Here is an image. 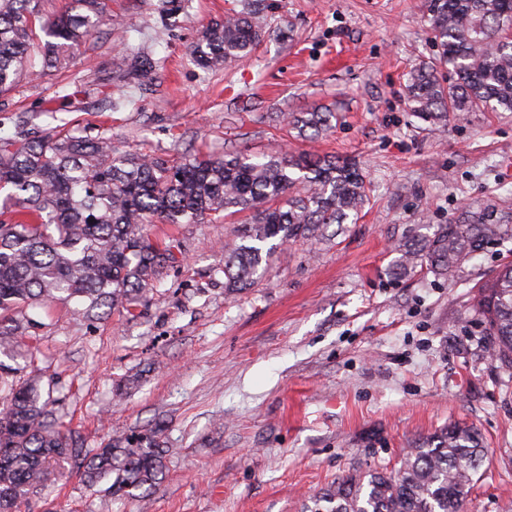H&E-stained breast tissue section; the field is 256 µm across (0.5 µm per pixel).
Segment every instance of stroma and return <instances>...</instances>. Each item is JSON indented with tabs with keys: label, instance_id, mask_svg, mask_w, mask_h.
<instances>
[{
	"label": "stroma",
	"instance_id": "35a3bbf8",
	"mask_svg": "<svg viewBox=\"0 0 512 512\" xmlns=\"http://www.w3.org/2000/svg\"><path fill=\"white\" fill-rule=\"evenodd\" d=\"M250 56L211 72L190 47L244 0H189L166 26L162 0H105L66 69L0 96V130L112 133L119 149L313 152L359 161L369 200L358 220L280 246L240 292L224 252L245 214L151 224L178 242L145 303L87 319L57 303L18 337L21 379L86 447L159 427L165 475L111 512H305L352 470L399 466L440 428L478 430L487 450L469 512L512 505V368L493 354L478 290L512 263V235L484 243L443 279L394 277L392 248L412 225L433 234L467 206L512 215V112H469L434 128L405 104L407 74L435 57L426 0H266ZM134 50L160 59L138 85L110 82ZM126 97L114 111L111 99ZM335 105L328 132L301 137L274 112ZM77 463L19 512H96Z\"/></svg>",
	"mask_w": 512,
	"mask_h": 512
}]
</instances>
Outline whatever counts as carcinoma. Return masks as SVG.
I'll list each match as a JSON object with an SVG mask.
<instances>
[{
	"label": "carcinoma",
	"instance_id": "carcinoma-1",
	"mask_svg": "<svg viewBox=\"0 0 512 512\" xmlns=\"http://www.w3.org/2000/svg\"><path fill=\"white\" fill-rule=\"evenodd\" d=\"M103 0H71L63 13L42 0H0V95L23 80L66 67L96 31ZM435 60L414 69L405 86L411 112L433 125L448 114L512 112V0H428ZM263 8L231 11L192 45L195 63L221 70L253 52L263 36ZM43 36H38L37 32ZM134 82L157 62L134 53L115 64ZM329 109L292 112L301 136L331 125ZM0 512L50 481L53 465L79 457L85 482L109 483L110 495L149 492L163 479L159 429L137 441L85 448L42 401L36 380L16 381L14 338L38 325L30 310L77 303L86 313L133 307L174 262L171 246L144 233L147 224H198L208 216L251 212L224 257V286H252L274 247L309 239L324 224L356 221L368 201L366 179L350 160L298 153L259 159H164L118 151L112 136L22 127L0 134ZM512 226L479 207L432 238L410 234L393 249L394 275L426 266L446 278L481 244ZM480 309L499 361L512 367V265L481 288ZM487 449L472 427H445L413 442L396 471L351 473L313 500L308 512H467Z\"/></svg>",
	"mask_w": 512,
	"mask_h": 512
}]
</instances>
